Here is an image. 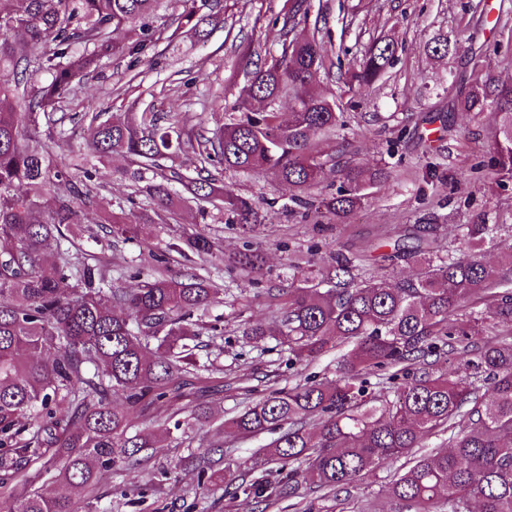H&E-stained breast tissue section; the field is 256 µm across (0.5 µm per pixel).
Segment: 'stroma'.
Here are the masks:
<instances>
[{"instance_id":"35a3bbf8","label":"stroma","mask_w":512,"mask_h":512,"mask_svg":"<svg viewBox=\"0 0 512 512\" xmlns=\"http://www.w3.org/2000/svg\"><path fill=\"white\" fill-rule=\"evenodd\" d=\"M311 14H324L327 39L333 43L314 89L346 103L344 161L388 175L345 217L329 219L317 211L308 216L287 211V199L271 178L224 172L225 185L251 198L261 230L254 240L263 262L250 280L233 287L236 274L224 265L226 255L242 248L235 225L210 203L175 200L168 223H158L144 197L131 196L123 171L130 158H101L85 146L88 113L119 119L124 113L154 106L160 116L189 113L194 124L210 125L215 98L234 100L230 79L244 77L266 53L278 52L284 40L281 20L292 0H223L224 24L203 40L181 37L177 49L152 47L150 62L129 58L104 60L98 73L81 80L66 106L71 120L53 130L55 154L81 163L92 176L91 223L71 225L68 246L92 255L119 286L136 287L135 271L148 250L167 251L175 272H192L229 285L224 302L210 310L208 323L223 328L220 336L203 335L198 357L224 388L209 392L214 421L241 411L275 388L305 379L336 378L338 351L307 365L290 363L274 338L264 350L246 343L245 324L271 325L277 292L295 270L325 272L335 254L352 257L366 275H411L408 262L381 261L382 253L402 240L406 230L434 238L440 253L466 249L462 227L488 221L498 224L495 239L482 253L500 265L512 246V177L489 165L497 124L493 112L473 116L454 110L468 86L474 64L487 66L495 79L512 86V0H309ZM447 37V55L435 56L428 43ZM394 41L396 53L386 78L347 92L344 78L375 40ZM126 214L133 222L127 237L101 248L93 237L97 221ZM200 234L215 244L214 256L185 261L168 251L181 236ZM190 447L168 439L157 441L153 459L132 470L101 471L95 486L75 495L78 512H259L246 485L258 479L278 483L274 466L254 451L268 436L242 439L224 435V484L204 487L188 466L189 453L204 455L212 440L209 427L195 428ZM396 467L386 464L336 494L301 489L299 496L279 495L270 512H342L355 505L370 512H405L386 498L383 488Z\"/></svg>"}]
</instances>
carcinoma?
Listing matches in <instances>:
<instances>
[{
  "label": "carcinoma",
  "mask_w": 512,
  "mask_h": 512,
  "mask_svg": "<svg viewBox=\"0 0 512 512\" xmlns=\"http://www.w3.org/2000/svg\"><path fill=\"white\" fill-rule=\"evenodd\" d=\"M164 0H0V493L23 464L47 456L63 465L39 487L17 499L14 512H75L74 502L55 492L63 482L87 489L101 469L135 468L151 457L156 435L180 443L187 430L210 423L204 403L188 416L171 411L158 433L135 431L134 412L145 399L172 403L200 370L196 350L200 322L224 302L227 288L194 273H173L153 250L141 258V283L121 288L102 267L63 247L62 227L85 222L91 175L52 153L51 130L76 81L114 56L137 59L156 41L172 43L171 26L205 36L203 26L224 20L217 0H178L182 11L159 14ZM308 0H294L284 25H307ZM32 46L18 57L15 43ZM396 48L374 43L349 74V87L372 85L392 66ZM328 57L322 29L282 44L247 74L238 95L224 105L214 128L193 132L194 153L217 173L194 178L169 172L160 161L183 150V130L161 128L153 108L121 120L91 114L86 146L101 157L132 158V194L155 209L171 207L172 183L195 199L219 201L225 223L244 237L259 228L253 202L224 185L222 171L272 176L296 205L302 193L336 171L337 156L313 150L321 137L340 139L344 112L334 96L310 92ZM293 112L283 121L280 102ZM462 112L494 110L498 137L491 163L512 174V87L496 83L487 69L473 73L457 100ZM56 120L51 117L56 113ZM343 186L318 201L334 217L359 207L368 190L386 176L379 170L341 169ZM102 239L127 233V216H112ZM498 225H463L471 249L437 254L435 242L416 239L385 256H406L416 267L409 278L360 276L354 260L336 254L321 278L304 273L282 290L273 311L274 329L244 328L252 347L268 336L288 348L291 359L309 364L334 347H346L333 383L307 380L273 389L225 420L244 438L277 437L260 449L284 475L281 490L299 486L347 490L389 461L405 459L403 471L384 494L415 512H512V330L483 337L479 325L512 327V248L505 263H485L476 247L494 238ZM183 256L212 252L201 235L168 244ZM262 260L258 248L225 259L244 279ZM491 300L488 315L470 308ZM126 310L117 317L112 308ZM457 359V370L435 374L436 357ZM395 372L376 394L365 375ZM121 395L122 401L112 400ZM448 436L447 452L423 453L424 442ZM198 482L224 483L219 469L202 466Z\"/></svg>",
  "instance_id": "1"
}]
</instances>
